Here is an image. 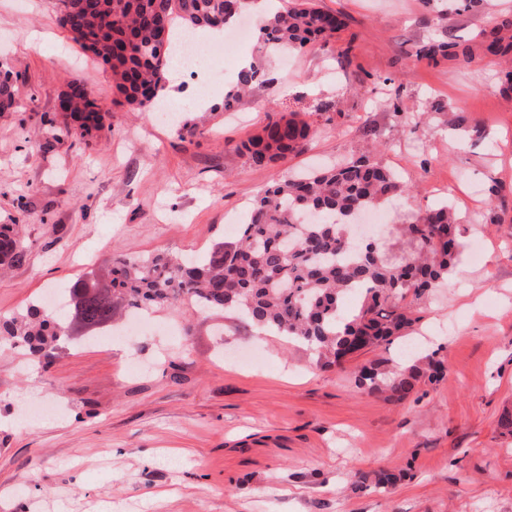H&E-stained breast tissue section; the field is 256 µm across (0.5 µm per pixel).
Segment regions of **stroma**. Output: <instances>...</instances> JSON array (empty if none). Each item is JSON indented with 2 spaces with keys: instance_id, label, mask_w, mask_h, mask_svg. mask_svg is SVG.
<instances>
[{
  "instance_id": "obj_1",
  "label": "stroma",
  "mask_w": 512,
  "mask_h": 512,
  "mask_svg": "<svg viewBox=\"0 0 512 512\" xmlns=\"http://www.w3.org/2000/svg\"><path fill=\"white\" fill-rule=\"evenodd\" d=\"M343 15L337 47L268 53L264 79L235 107L224 95L256 42L187 77L171 125L117 104L110 72L57 24V0H0V71L14 105L0 110V224L26 226V262L0 277V318L62 294L115 254L200 255L234 239L250 201L270 183L362 154L398 169L412 214L451 199L464 248L446 281L413 303V340L447 374L406 400L359 392L354 373L399 360L401 341L319 367L311 350L231 313L180 302L131 317L52 357L0 349V512H512V98L501 67L417 60L448 33L473 45L484 15L456 10L438 24L420 0H320ZM394 77L391 85L380 84ZM104 110L99 129L52 139L47 119L70 84ZM209 107L199 112L195 103ZM482 123L474 141L434 120L429 102ZM331 105L333 122L318 110ZM308 114L309 148L254 167L234 147L270 118ZM190 124L193 134L180 135ZM182 461L146 462L144 450ZM405 476L390 490L351 491L356 472Z\"/></svg>"
}]
</instances>
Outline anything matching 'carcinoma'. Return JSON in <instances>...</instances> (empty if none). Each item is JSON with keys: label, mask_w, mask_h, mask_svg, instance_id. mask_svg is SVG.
<instances>
[{"label": "carcinoma", "mask_w": 512, "mask_h": 512, "mask_svg": "<svg viewBox=\"0 0 512 512\" xmlns=\"http://www.w3.org/2000/svg\"><path fill=\"white\" fill-rule=\"evenodd\" d=\"M254 0H59L58 23L86 52L109 66L116 90L131 111L142 112L165 86L168 55L159 38H170L177 24L187 29H223L252 11ZM342 18L316 0H289L283 10L259 18L258 40L270 51L288 53L335 41ZM487 57L512 61V14H497L476 36ZM457 43L444 36L421 44L416 57L430 63L457 56ZM260 76L252 64L239 71L224 96L230 109ZM72 117L88 132L100 125L102 109L78 85L70 95ZM471 137L484 126L462 112L448 119ZM312 140V124L291 112L269 121L235 151L255 167L301 153ZM400 174L368 155L331 168L286 178L252 202L233 243L219 242L193 261L160 253L143 259L115 256L82 275L64 291L67 325L36 309L25 318L0 322V341L34 354L54 349L63 330L92 337L128 310L164 307L186 296L204 309L236 312L251 325L271 329L314 350L324 368L339 366L349 354L408 335L410 301L420 300L448 280L461 247L463 218L448 202L389 225L368 247L351 243L354 212L384 206L402 196ZM27 246L21 225L0 224V272L22 265ZM356 296L359 308L342 311L343 299ZM437 352H415L395 366L375 360L361 367L355 386L367 394L407 398L420 383L442 380L446 367ZM399 475L382 471L371 479L353 477L351 488L394 485Z\"/></svg>", "instance_id": "1"}]
</instances>
